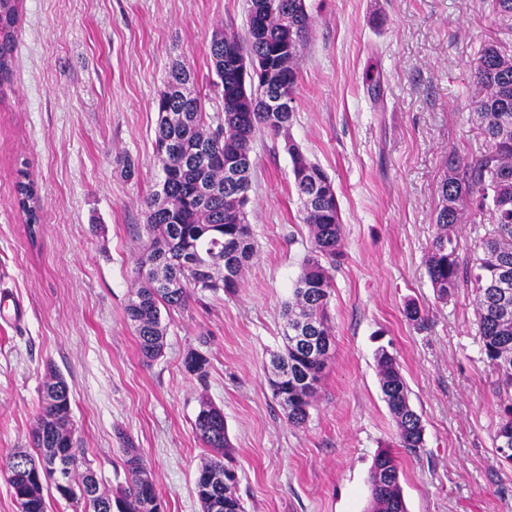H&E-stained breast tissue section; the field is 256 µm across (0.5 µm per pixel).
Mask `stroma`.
<instances>
[{"label":"stroma","mask_w":512,"mask_h":512,"mask_svg":"<svg viewBox=\"0 0 512 512\" xmlns=\"http://www.w3.org/2000/svg\"><path fill=\"white\" fill-rule=\"evenodd\" d=\"M492 0H306L289 129L333 179L344 246L329 316L336 348L299 428L272 398L283 310L310 246L282 138L259 135L248 219L256 254L234 293H194L163 314L146 362L125 318L146 201L159 180L154 102L169 68L193 69L205 110L222 108L216 34L243 32L246 0H22L0 84V291L26 315L0 320V456L30 445L43 384L59 373L101 490L125 484L123 437L143 456L164 512H201L200 399L224 412L246 512H365L370 469L394 445L375 354L393 351L425 448L401 455L408 512H512V466L493 445L496 376L481 359L474 295L437 301L426 272L445 159L482 144L478 51ZM38 187L28 232L19 170ZM416 303L425 321L404 315ZM208 360L186 372L188 352Z\"/></svg>","instance_id":"stroma-1"}]
</instances>
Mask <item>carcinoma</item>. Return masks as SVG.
Instances as JSON below:
<instances>
[{
  "instance_id": "1",
  "label": "carcinoma",
  "mask_w": 512,
  "mask_h": 512,
  "mask_svg": "<svg viewBox=\"0 0 512 512\" xmlns=\"http://www.w3.org/2000/svg\"><path fill=\"white\" fill-rule=\"evenodd\" d=\"M21 0H0V84L8 80L19 36ZM495 38L480 49L475 72L483 95L475 101L483 149L467 158L448 156L449 174L441 184L442 205L435 215L438 233L427 257V274L440 301L448 300L460 283L472 285L483 360L496 375L498 422L493 441L500 459L512 464V0H493ZM313 22L305 0H247L246 28L235 36L241 57L256 52L276 55L283 43L292 50V64L282 73L280 89L295 103L299 83L296 62L309 39ZM211 67L217 85H226L224 36L210 46ZM194 75L187 66H171L155 100V144L163 176L146 203L144 230L150 240L135 268L138 287L125 306L143 358L154 359L164 348L161 310L185 309L196 291L234 292L255 256L246 211L236 202L249 197L253 158L243 164L235 192L226 188L224 158L252 152L257 134L277 137L282 128L270 121V84L260 74L250 76L246 88L249 112L241 125L225 112H204L201 98L189 84ZM293 186L301 204L303 223L310 229L311 249L303 259L292 300L283 311L284 350L273 355L268 377L274 399L288 423L304 424L309 417L327 358L321 351L335 345L328 322L336 263L342 256L343 224L334 182L293 142H288ZM16 203L25 215L29 235L40 223L39 195L27 171L16 182ZM470 209L488 217L474 227L478 250L462 260L451 236L459 212ZM509 282L502 285L501 269ZM208 360L191 351L185 370L199 378L207 374ZM384 401L397 426L396 447L417 456L425 446L421 416L410 403V390L397 357L386 347L376 352ZM194 431L202 445L214 452L196 480L202 512H244L237 494L238 478H230V444L221 408L201 400ZM34 452L18 449L0 460L11 489L32 488L23 512H47L44 490L35 485L31 464L56 460L68 480L85 489L76 500L86 512H109L111 497L100 493L96 473L86 465L72 422L70 388L59 374L43 386L37 424L31 434ZM126 486L118 496L133 499L142 491L157 492L147 467L126 440ZM371 512H406L400 485L399 456L390 448L377 454L370 476ZM221 508L213 510L215 503Z\"/></svg>"
}]
</instances>
